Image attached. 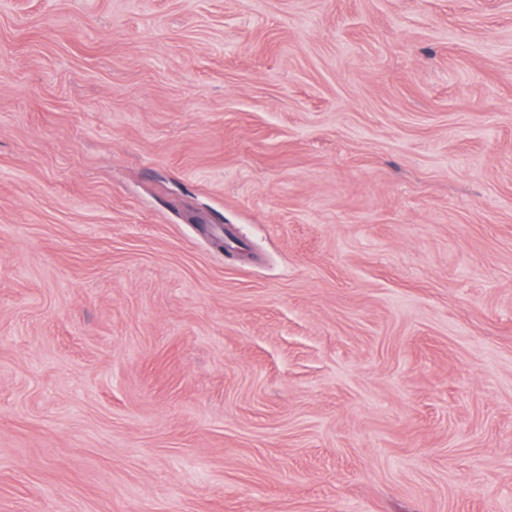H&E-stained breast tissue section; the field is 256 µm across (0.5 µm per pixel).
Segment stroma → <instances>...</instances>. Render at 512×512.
<instances>
[{"mask_svg": "<svg viewBox=\"0 0 512 512\" xmlns=\"http://www.w3.org/2000/svg\"><path fill=\"white\" fill-rule=\"evenodd\" d=\"M0 512H512V0H0Z\"/></svg>", "mask_w": 512, "mask_h": 512, "instance_id": "35a3bbf8", "label": "stroma"}]
</instances>
